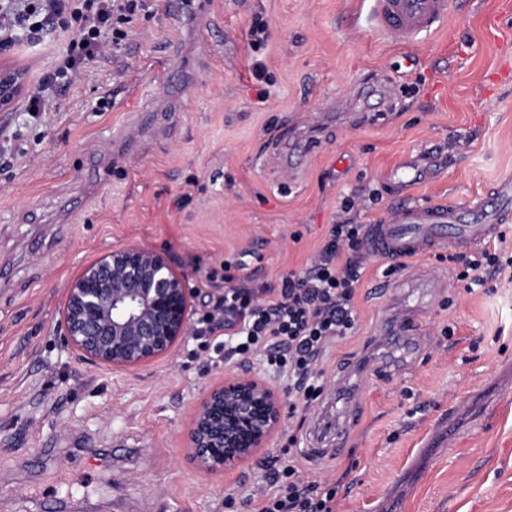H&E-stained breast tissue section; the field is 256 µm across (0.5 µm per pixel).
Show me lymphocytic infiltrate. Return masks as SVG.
<instances>
[{
  "label": "lymphocytic infiltrate",
  "mask_w": 512,
  "mask_h": 512,
  "mask_svg": "<svg viewBox=\"0 0 512 512\" xmlns=\"http://www.w3.org/2000/svg\"><path fill=\"white\" fill-rule=\"evenodd\" d=\"M140 0H22L13 6L0 0V43L11 42L20 31L42 33L61 25L76 31L61 67L48 74L29 96L27 111L45 112L51 106L49 89L58 79L83 72L104 60L105 40L120 45L129 41L130 24ZM365 227L339 222L331 225L328 239L308 268L283 275L278 294L249 279L226 288L212 311L197 318L196 333L213 335L225 360L265 357L268 366L287 371L294 390L293 410H308L323 388V359L332 344L350 335L356 320L354 298L366 269L363 251ZM507 235L499 233L493 247L468 255L452 254L460 281L480 282L482 275L503 272L501 253ZM270 484L245 493L242 502L253 512H335L339 483L303 477L295 457L268 460Z\"/></svg>",
  "instance_id": "1"
}]
</instances>
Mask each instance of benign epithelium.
Returning <instances> with one entry per match:
<instances>
[{
  "instance_id": "7a95c632",
  "label": "benign epithelium",
  "mask_w": 512,
  "mask_h": 512,
  "mask_svg": "<svg viewBox=\"0 0 512 512\" xmlns=\"http://www.w3.org/2000/svg\"><path fill=\"white\" fill-rule=\"evenodd\" d=\"M23 73L0 61V112L25 91ZM193 294L160 252L129 245L86 264L66 288L57 331L81 362L132 370L168 356L189 333ZM282 406L263 381L231 375L190 414L184 447L205 474L252 461L278 431Z\"/></svg>"
}]
</instances>
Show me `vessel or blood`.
Listing matches in <instances>:
<instances>
[{"instance_id":"obj_1","label":"vessel or blood","mask_w":512,"mask_h":512,"mask_svg":"<svg viewBox=\"0 0 512 512\" xmlns=\"http://www.w3.org/2000/svg\"><path fill=\"white\" fill-rule=\"evenodd\" d=\"M455 0H369V18L374 30L392 38L399 46L413 45L435 32L449 19ZM379 103L389 99L388 79L373 76L362 81L357 91L360 105L370 98ZM428 170L418 160L405 159L389 178L396 183L426 177ZM512 220V174L501 175L493 184L490 198L470 202L459 208L452 204H422L405 201L389 217L366 227L365 249L387 260H408L451 246L471 250L491 241L501 225ZM437 282L421 270L409 279L392 282V292L403 306L391 320L380 325L383 343L394 347L398 357L386 364V372L399 375L414 366L422 342V318L409 298L425 301Z\"/></svg>"}]
</instances>
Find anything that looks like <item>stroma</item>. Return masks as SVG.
<instances>
[{
	"mask_svg": "<svg viewBox=\"0 0 512 512\" xmlns=\"http://www.w3.org/2000/svg\"><path fill=\"white\" fill-rule=\"evenodd\" d=\"M183 16L145 0L112 63L62 87L51 111L0 112V512H246L265 462L294 445L311 479H341L338 512H512V274L497 290L445 278L422 308L427 338L414 369L360 385L361 423L336 444L334 384L388 346L370 338L395 307L370 256L354 335L328 354L324 391L296 443L289 417L258 458L229 474L196 470L183 447L192 404L227 374L267 382L290 406L287 374L261 356L218 362L195 336L134 370L79 362L56 332L69 282L122 246L165 253L194 293L193 310L224 292L226 266L270 287L308 266L331 224H374L400 201L467 204L512 172V19L488 31L501 0H459L434 34L399 48L376 33L359 0H187ZM267 28L260 52L250 31ZM59 30L21 39L0 58L28 87L58 66ZM269 75L259 87L253 58ZM191 89L162 99L167 128L123 142L136 90L171 65ZM382 71L396 109L352 123L356 87ZM320 135L281 180L276 144ZM407 153L434 161L410 192L386 174ZM455 328L445 343L442 326Z\"/></svg>",
	"mask_w": 512,
	"mask_h": 512,
	"instance_id": "obj_1",
	"label": "stroma"
}]
</instances>
